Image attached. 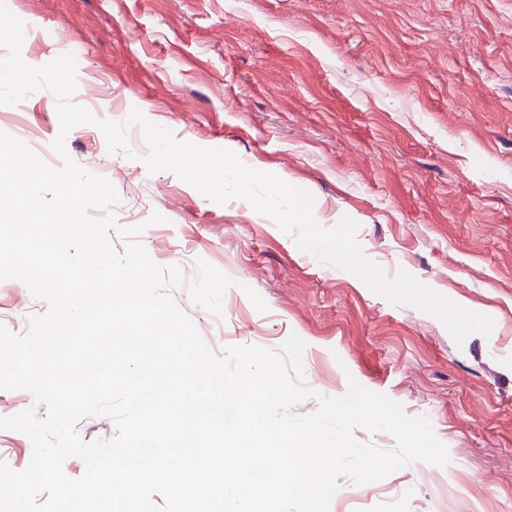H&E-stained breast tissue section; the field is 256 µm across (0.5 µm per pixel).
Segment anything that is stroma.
<instances>
[{"label": "stroma", "instance_id": "35a3bbf8", "mask_svg": "<svg viewBox=\"0 0 512 512\" xmlns=\"http://www.w3.org/2000/svg\"><path fill=\"white\" fill-rule=\"evenodd\" d=\"M22 57L80 51L74 104L99 119L139 109L176 138L235 152L312 194L325 229L358 224L387 277L406 270L494 321L456 344L434 316L395 306L300 250L241 199L215 203L149 173L141 128L111 154L84 124L51 147L56 98L0 107V132L71 157L119 201L95 208L177 267L173 296L215 354L305 343L301 382L349 379L427 416L449 462L342 480L330 512H512V0H5ZM161 223H150L153 213ZM46 302L0 281V325L20 334Z\"/></svg>", "mask_w": 512, "mask_h": 512}]
</instances>
